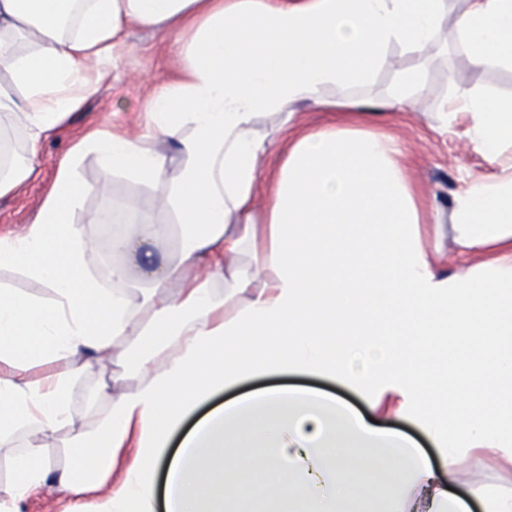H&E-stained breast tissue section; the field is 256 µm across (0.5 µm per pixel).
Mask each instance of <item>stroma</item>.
<instances>
[{
  "label": "stroma",
  "instance_id": "1",
  "mask_svg": "<svg viewBox=\"0 0 512 512\" xmlns=\"http://www.w3.org/2000/svg\"><path fill=\"white\" fill-rule=\"evenodd\" d=\"M421 61L405 47H393L388 62L376 74L372 84L363 89L364 100L379 102L397 80L400 72ZM428 93L412 108L403 111L367 113L366 128L396 136L405 149L404 164L411 187L424 208L423 228L427 249L442 247L455 253L450 235L436 236L435 224H446L454 207L455 194L473 174L489 175L494 171L474 149L465 135L464 123L444 124L436 115L438 100L456 87L465 86L491 96H512V68L475 66L464 54L445 43H437L427 60ZM174 55L157 33L135 29L128 37V47L119 52L112 64L110 79L92 90L81 109L53 138L40 149L37 174L18 193L0 199V227L18 230L31 223L38 204L50 186L57 164L70 144L86 129L116 127L138 131L143 127V107L155 85L174 76ZM86 187L83 205L73 217L85 225L88 234L97 237L99 249L90 253L88 263L104 269L112 263L108 239L91 216L120 203L134 212L150 214L160 224L174 223L175 217L164 203L168 187L146 186L127 177L102 169L94 155H86L79 169ZM106 375L92 370L82 378L73 403L71 424L64 429L40 436L53 470L46 484L20 505V512H71L80 506L83 512H101L105 499L94 491L73 497L58 482L57 475L70 463V440L76 433L90 430L96 422L95 406L105 405L103 386ZM276 386L301 387L332 393L354 408H361L360 396L349 386L316 375L288 373L244 378L201 402L168 437L166 455H173L183 436L195 422L214 406L232 398L255 394ZM480 460H467L470 480L479 487L490 486L512 495V464L499 454L481 450ZM238 486L241 512H283L285 505L266 498L259 477L248 472L232 475Z\"/></svg>",
  "mask_w": 512,
  "mask_h": 512
}]
</instances>
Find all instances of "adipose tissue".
<instances>
[{"label":"adipose tissue","instance_id":"ef3b65f1","mask_svg":"<svg viewBox=\"0 0 512 512\" xmlns=\"http://www.w3.org/2000/svg\"><path fill=\"white\" fill-rule=\"evenodd\" d=\"M448 0H0V119L24 133L0 166V197L37 168L54 136L109 77L129 28L176 47L177 76L154 88L141 133L93 129L60 159L34 222L0 230V442L22 440L0 512L45 483L36 437L68 426L80 378L109 372L101 424L71 440L60 484L111 485L106 512H154V474L169 433L196 405L242 378L295 370L349 384L368 414L300 391H275L208 415L169 467L167 512L215 502L239 512L227 469L257 473L294 512H341L358 472L396 487L386 512H512V496L466 495L461 448H499L512 462V166L470 181L451 215L461 267L427 250L395 137L359 129L351 99L329 88L370 85L393 45L425 53ZM452 45L478 65L512 67V0H466ZM330 113L291 127L296 105ZM441 119H468L489 162L512 146V97L458 88ZM286 130L280 164L260 118ZM183 159L170 177L158 140ZM144 185L169 186L175 225L141 215L111 235L116 261L93 272L96 247L71 217L83 204L87 153ZM265 208L256 211L257 194ZM177 247L162 250L170 232ZM141 380L127 386L113 367ZM434 443L430 460L369 419L386 396ZM447 404L453 423L438 413ZM259 427L275 452L243 458ZM139 452L121 478L114 453Z\"/></svg>","mask_w":512,"mask_h":512}]
</instances>
